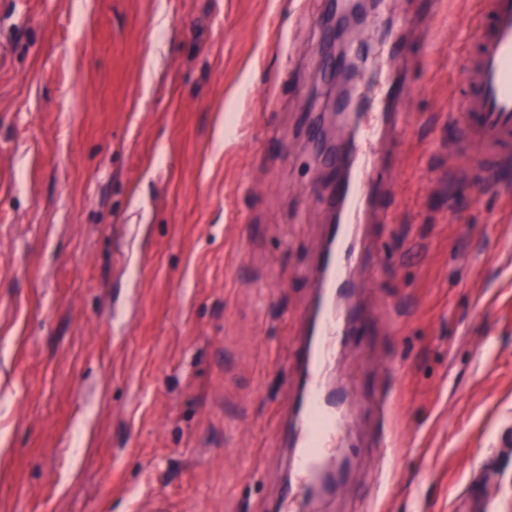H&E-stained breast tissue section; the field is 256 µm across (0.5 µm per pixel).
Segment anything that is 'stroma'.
Wrapping results in <instances>:
<instances>
[{
  "label": "stroma",
  "instance_id": "1",
  "mask_svg": "<svg viewBox=\"0 0 512 512\" xmlns=\"http://www.w3.org/2000/svg\"><path fill=\"white\" fill-rule=\"evenodd\" d=\"M331 0H0V512H266L325 212ZM416 0H380V32ZM465 20L441 0L324 512L512 505V207L453 181ZM393 386L384 458L375 389Z\"/></svg>",
  "mask_w": 512,
  "mask_h": 512
}]
</instances>
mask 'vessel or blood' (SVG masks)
Listing matches in <instances>:
<instances>
[{
    "instance_id": "vessel-or-blood-1",
    "label": "vessel or blood",
    "mask_w": 512,
    "mask_h": 512,
    "mask_svg": "<svg viewBox=\"0 0 512 512\" xmlns=\"http://www.w3.org/2000/svg\"><path fill=\"white\" fill-rule=\"evenodd\" d=\"M473 20L478 37L465 51L460 108L449 109L455 130L450 152L480 161L484 190H512V0H476ZM391 44L392 78L378 112L342 114L347 135L325 158L331 191L325 195L328 218L312 279L311 300L302 312V334L295 343L293 369L279 433L281 458L296 492L275 504V512H300L303 501L331 491L346 463L349 445L344 391L329 376L338 353L360 345L366 325L355 303L367 288L370 270L383 259L380 242L368 241L366 227H386L393 212L385 192L398 173L409 115L401 108L410 88L403 78L410 59L399 27Z\"/></svg>"
}]
</instances>
